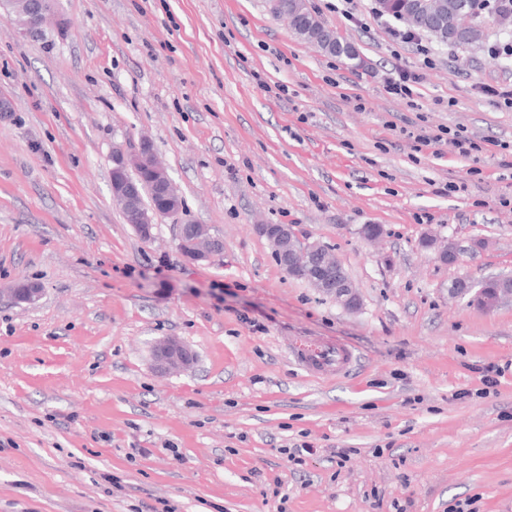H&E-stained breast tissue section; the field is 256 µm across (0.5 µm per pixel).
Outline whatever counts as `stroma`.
<instances>
[{"mask_svg": "<svg viewBox=\"0 0 512 512\" xmlns=\"http://www.w3.org/2000/svg\"><path fill=\"white\" fill-rule=\"evenodd\" d=\"M306 3L357 60L268 0H56L69 27L39 40L0 17V512H512V298L448 293L512 277V108L478 91L512 80L489 50L512 36L481 14L485 42L434 45L428 66L395 50L377 0L351 20ZM399 65L423 77L414 102L385 90ZM416 125L464 128L481 178L448 145L414 152ZM145 137L184 202L149 241L110 187L114 149ZM449 181L466 191L436 195ZM184 221L223 255L184 258ZM262 224L330 247L359 308L289 276ZM20 282L39 302H14ZM169 336L189 370H154ZM336 342L358 356L338 379L293 355ZM304 442L294 466L282 449Z\"/></svg>", "mask_w": 512, "mask_h": 512, "instance_id": "obj_1", "label": "stroma"}]
</instances>
